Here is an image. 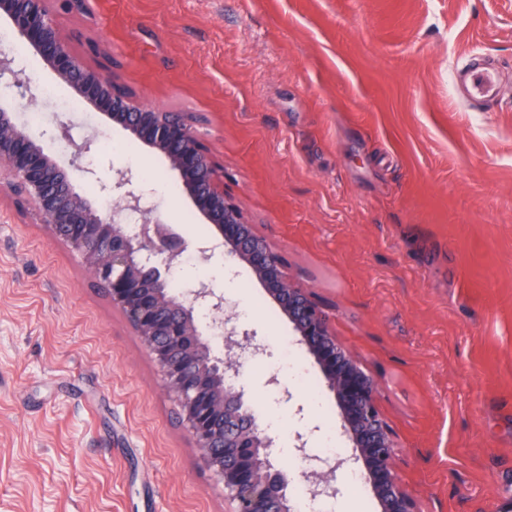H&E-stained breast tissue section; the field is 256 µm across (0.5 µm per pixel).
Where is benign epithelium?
I'll return each mask as SVG.
<instances>
[{
  "label": "benign epithelium",
  "instance_id": "benign-epithelium-1",
  "mask_svg": "<svg viewBox=\"0 0 512 512\" xmlns=\"http://www.w3.org/2000/svg\"><path fill=\"white\" fill-rule=\"evenodd\" d=\"M53 3L72 11L82 0H0V17L11 22L19 38L75 96L165 158L204 223L214 228L216 245L252 271L319 366L355 453L325 465L308 454L304 435L296 434L294 451L307 460L301 477L311 487L310 498L335 496L337 470L359 464L381 512H417L413 497L398 480L393 433L376 406L377 384L336 339L329 315L309 293L290 283L279 254L224 193V174L195 128L177 113L137 102L119 90L107 75L108 63L94 67L79 61L52 22ZM0 80L19 96L28 95V87L3 59ZM0 166L11 176L0 188L35 204L50 233L79 254L148 349L167 391L178 402L204 467L224 484L234 512H295L292 478L271 457L278 438L261 427L250 410L249 390L241 383L243 357L271 356L267 337L233 321L226 314L224 296L206 281L191 283L182 300L168 288L170 271L189 248L207 261L212 247L192 246L166 232L142 207L130 170L117 171L101 185L113 197V207L98 206L75 189L67 171L2 106ZM201 310L212 314V325L224 334L222 357L199 326Z\"/></svg>",
  "mask_w": 512,
  "mask_h": 512
}]
</instances>
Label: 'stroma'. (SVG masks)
<instances>
[{"instance_id":"35a3bbf8","label":"stroma","mask_w":512,"mask_h":512,"mask_svg":"<svg viewBox=\"0 0 512 512\" xmlns=\"http://www.w3.org/2000/svg\"><path fill=\"white\" fill-rule=\"evenodd\" d=\"M51 16L81 62L109 57L137 99L195 121L225 192L376 380L420 512H512V0H84ZM0 55L72 101L26 42ZM474 57L499 73L493 100L456 84ZM1 105L81 193L102 201L132 170L155 217L210 239L177 174L105 116L31 125L0 87ZM177 274L249 306L271 349L244 370L252 410L296 467V433L314 448L341 426L313 357L249 268L225 277L222 250ZM292 358L317 388L283 379L284 403L265 380ZM229 509L124 315L31 202L0 192V512Z\"/></svg>"}]
</instances>
